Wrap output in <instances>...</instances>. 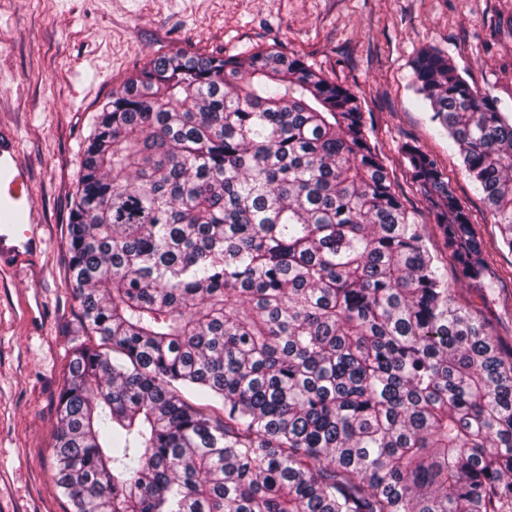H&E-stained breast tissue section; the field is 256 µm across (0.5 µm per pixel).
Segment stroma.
<instances>
[{
  "label": "stroma",
  "instance_id": "obj_1",
  "mask_svg": "<svg viewBox=\"0 0 512 512\" xmlns=\"http://www.w3.org/2000/svg\"><path fill=\"white\" fill-rule=\"evenodd\" d=\"M277 48L349 89L368 137L448 282L503 351L512 350V252L461 166L456 147L415 93L413 60L437 48L467 82L512 104V0H0V130L30 170L46 245L0 281V512H71L53 475L58 395L76 346L100 347L81 324L68 224L84 140L112 89L170 50ZM438 163L476 217L487 276L464 279L434 212L402 159L405 142ZM41 293L36 319L19 314Z\"/></svg>",
  "mask_w": 512,
  "mask_h": 512
}]
</instances>
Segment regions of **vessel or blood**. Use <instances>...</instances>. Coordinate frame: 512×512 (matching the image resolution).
Masks as SVG:
<instances>
[{
	"mask_svg": "<svg viewBox=\"0 0 512 512\" xmlns=\"http://www.w3.org/2000/svg\"><path fill=\"white\" fill-rule=\"evenodd\" d=\"M32 177L19 158L17 140L0 132V270L37 256L45 243L35 214Z\"/></svg>",
	"mask_w": 512,
	"mask_h": 512,
	"instance_id": "b4317fda",
	"label": "vessel or blood"
}]
</instances>
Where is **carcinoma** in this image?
<instances>
[{
	"instance_id": "carcinoma-1",
	"label": "carcinoma",
	"mask_w": 512,
	"mask_h": 512,
	"mask_svg": "<svg viewBox=\"0 0 512 512\" xmlns=\"http://www.w3.org/2000/svg\"><path fill=\"white\" fill-rule=\"evenodd\" d=\"M414 74L512 252V108L433 48ZM402 153L481 279L474 218ZM69 236L82 323L122 356L77 347L59 395L73 512H512V354L302 58H151L98 109Z\"/></svg>"
}]
</instances>
